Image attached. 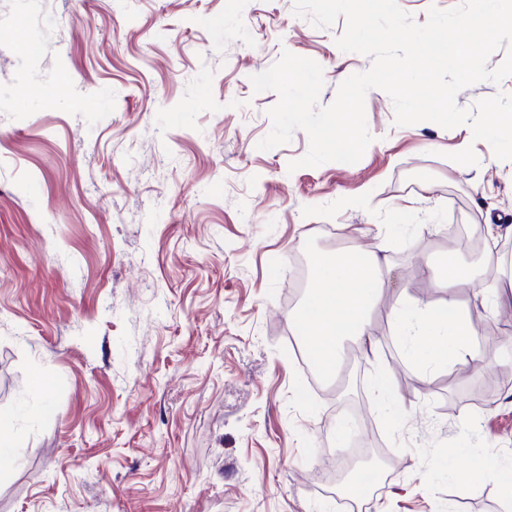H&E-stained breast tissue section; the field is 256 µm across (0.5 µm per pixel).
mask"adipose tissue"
I'll return each mask as SVG.
<instances>
[{
	"mask_svg": "<svg viewBox=\"0 0 512 512\" xmlns=\"http://www.w3.org/2000/svg\"><path fill=\"white\" fill-rule=\"evenodd\" d=\"M475 275L469 269L448 270L442 281L448 297L442 303H416L401 331L400 340L414 362L429 360L437 366L482 364L474 348L478 334L469 313L457 296L471 287ZM397 277L383 250L363 252L347 248L318 262L310 293L292 317L301 324L318 360L321 377H333L339 367L345 344L370 352L375 344L371 315L380 305L385 290L395 288ZM466 451L451 449L448 471L453 479L470 483L475 479L495 482L507 512H512V465L494 460L466 461Z\"/></svg>",
	"mask_w": 512,
	"mask_h": 512,
	"instance_id": "ef3b65f1",
	"label": "adipose tissue"
}]
</instances>
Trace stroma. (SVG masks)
I'll return each instance as SVG.
<instances>
[{
	"label": "stroma",
	"mask_w": 512,
	"mask_h": 512,
	"mask_svg": "<svg viewBox=\"0 0 512 512\" xmlns=\"http://www.w3.org/2000/svg\"><path fill=\"white\" fill-rule=\"evenodd\" d=\"M295 0H0V512H339L325 458L378 453L365 512H503L449 479L462 446L512 459V385L423 374L395 311L442 302L448 262L512 268V237L468 261L452 224L512 225V161L470 126L394 123L365 99L354 164L289 171L262 151L282 51L323 68L319 106L372 65ZM473 147L474 166L447 155ZM384 247L401 277L333 398H307L285 330L299 261Z\"/></svg>",
	"instance_id": "35a3bbf8"
}]
</instances>
